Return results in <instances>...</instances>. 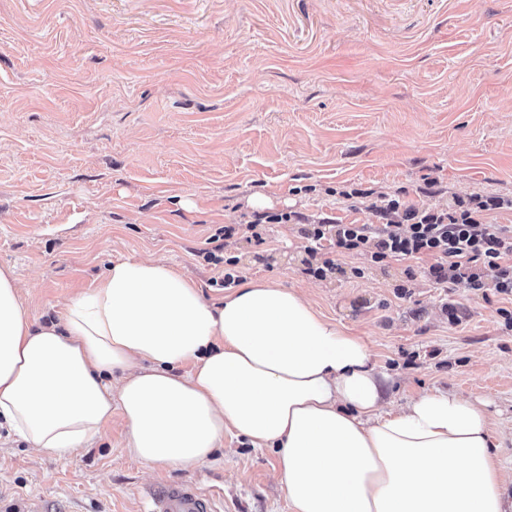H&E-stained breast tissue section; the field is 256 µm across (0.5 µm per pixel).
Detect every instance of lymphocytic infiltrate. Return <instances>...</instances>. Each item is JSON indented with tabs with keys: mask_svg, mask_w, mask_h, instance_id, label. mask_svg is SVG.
I'll list each match as a JSON object with an SVG mask.
<instances>
[{
	"mask_svg": "<svg viewBox=\"0 0 512 512\" xmlns=\"http://www.w3.org/2000/svg\"><path fill=\"white\" fill-rule=\"evenodd\" d=\"M512 208V199H456L437 212L401 208L391 199L380 206L378 224H307L301 230L308 245L304 272L316 279L333 274L335 260L323 257L322 243L337 251L360 252L373 263L389 258L432 257L428 279L444 288L494 289L512 296V225L484 224L477 214Z\"/></svg>",
	"mask_w": 512,
	"mask_h": 512,
	"instance_id": "f902f5d3",
	"label": "lymphocytic infiltrate"
}]
</instances>
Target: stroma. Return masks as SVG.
<instances>
[{
    "label": "stroma",
    "mask_w": 512,
    "mask_h": 512,
    "mask_svg": "<svg viewBox=\"0 0 512 512\" xmlns=\"http://www.w3.org/2000/svg\"><path fill=\"white\" fill-rule=\"evenodd\" d=\"M257 195L296 218L264 225L260 244L225 239L242 279L304 289L363 336L393 406L451 388L512 427L511 297L435 287L427 256L339 252L317 280L300 234L378 223L388 198L423 211L512 199V0H0V267L30 322L144 256L214 300L222 271L200 251L254 221ZM277 466L276 450L229 433L195 470L152 471L117 413L65 458L1 427L0 512L31 495L49 512H144L182 480L221 512H290Z\"/></svg>",
    "instance_id": "obj_1"
}]
</instances>
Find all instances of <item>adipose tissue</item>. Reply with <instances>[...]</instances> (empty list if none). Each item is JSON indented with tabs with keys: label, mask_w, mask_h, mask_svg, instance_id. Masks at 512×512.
I'll return each mask as SVG.
<instances>
[{
	"label": "adipose tissue",
	"mask_w": 512,
	"mask_h": 512,
	"mask_svg": "<svg viewBox=\"0 0 512 512\" xmlns=\"http://www.w3.org/2000/svg\"><path fill=\"white\" fill-rule=\"evenodd\" d=\"M389 381L295 289L248 280L214 304L127 259L35 326L0 267V421L34 451L91 447L117 410L152 469H195L231 431L278 449L291 512H512L483 400L438 389L394 409Z\"/></svg>",
	"instance_id": "adipose-tissue-1"
}]
</instances>
